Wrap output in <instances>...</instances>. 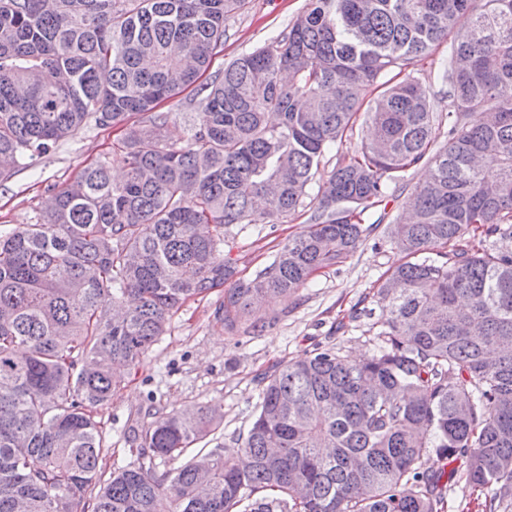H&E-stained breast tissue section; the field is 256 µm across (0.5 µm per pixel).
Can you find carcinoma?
<instances>
[{"label":"carcinoma","mask_w":512,"mask_h":512,"mask_svg":"<svg viewBox=\"0 0 512 512\" xmlns=\"http://www.w3.org/2000/svg\"><path fill=\"white\" fill-rule=\"evenodd\" d=\"M245 4L0 0L1 180L91 122L151 114L113 149L123 182L102 161L35 223L0 228V512H443L457 472L483 512H512V0H308L200 88L202 125L187 116L171 139L155 108L196 82ZM462 16L436 112L414 66ZM363 124L372 139L344 153ZM419 165L411 215L387 225L403 260L377 289L370 358L317 348L270 368L247 433L162 478L152 460L221 420L157 410L137 435L150 463L102 479L92 408L115 365L229 280L224 327H263L266 306L356 251L361 215ZM307 198L305 229L239 276L224 230L284 223ZM431 454L444 466L424 467Z\"/></svg>","instance_id":"1"}]
</instances>
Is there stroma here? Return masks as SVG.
<instances>
[{
	"instance_id": "1",
	"label": "stroma",
	"mask_w": 512,
	"mask_h": 512,
	"mask_svg": "<svg viewBox=\"0 0 512 512\" xmlns=\"http://www.w3.org/2000/svg\"><path fill=\"white\" fill-rule=\"evenodd\" d=\"M307 3L248 0L243 12L227 20L224 47L213 57L202 82L221 76L225 64L237 56L268 43ZM148 123L147 115L138 114L123 126L103 129L88 125L39 158L34 168L1 182L0 226L35 223L51 203L54 189L72 184L84 167L99 160L109 159L115 179H123L125 169L112 150L127 130ZM425 172L422 166L409 170L387 207L376 206L365 213L364 221L371 224L372 231L344 263L316 273L296 294L271 303L262 331L253 332L245 322L236 331L225 329L219 313L224 298L220 288L188 300L174 312L164 334L136 366L122 368L111 400L94 412L103 476L137 464L139 450L129 436L132 429L146 423L148 408L167 412L208 408L220 417L221 426L201 446L214 448L247 432L259 400L255 378L273 365L327 346L338 347L353 359L372 355L375 343L369 319L349 322L342 332L336 326L347 320L356 305L375 307L381 275L399 260L378 218L385 212H398ZM306 219L301 212L285 223L260 220L233 225L224 234V256L236 264L241 275H251L272 260Z\"/></svg>"
}]
</instances>
